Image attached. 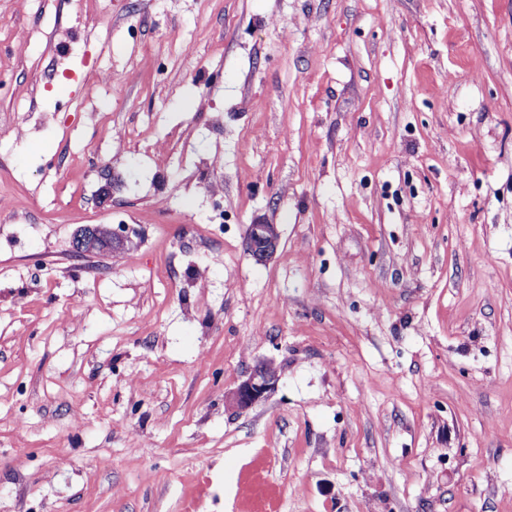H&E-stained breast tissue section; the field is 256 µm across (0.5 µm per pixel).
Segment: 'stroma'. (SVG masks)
<instances>
[{"label":"stroma","instance_id":"35a3bbf8","mask_svg":"<svg viewBox=\"0 0 512 512\" xmlns=\"http://www.w3.org/2000/svg\"><path fill=\"white\" fill-rule=\"evenodd\" d=\"M0 111V512H512V0H0ZM134 229L117 231L110 224L82 225L72 239V251L77 256H87L123 250L133 241ZM280 233L274 224H252L247 234L249 251L257 262H266L277 250ZM274 369L276 367L271 361L258 364L248 378L227 396V405L238 411H246L265 400L279 381V375Z\"/></svg>","mask_w":512,"mask_h":512}]
</instances>
